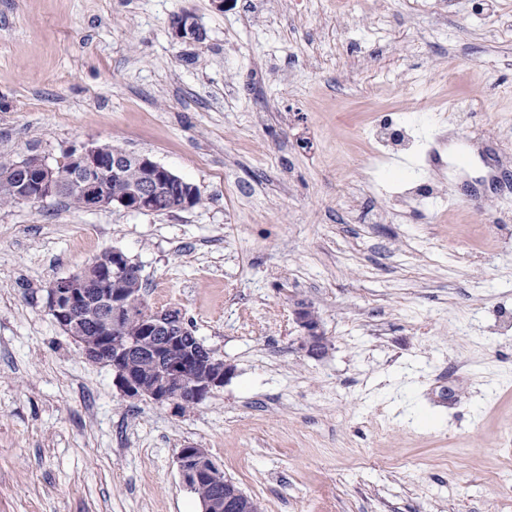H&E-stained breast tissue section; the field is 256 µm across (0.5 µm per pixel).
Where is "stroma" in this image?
I'll use <instances>...</instances> for the list:
<instances>
[{
	"mask_svg": "<svg viewBox=\"0 0 512 512\" xmlns=\"http://www.w3.org/2000/svg\"><path fill=\"white\" fill-rule=\"evenodd\" d=\"M88 143L202 201L0 208V512H202L187 445L261 512H512V0H0V160ZM112 249L234 367L194 409L48 312ZM172 34L176 39H200L203 31L196 22L194 16L184 12L173 17L170 22ZM294 319L304 336H300V348L310 356L320 357L326 352L327 339L323 336L317 317L304 303H297Z\"/></svg>",
	"mask_w": 512,
	"mask_h": 512,
	"instance_id": "stroma-1",
	"label": "stroma"
}]
</instances>
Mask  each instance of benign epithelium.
<instances>
[{
	"label": "benign epithelium",
	"instance_id": "1",
	"mask_svg": "<svg viewBox=\"0 0 512 512\" xmlns=\"http://www.w3.org/2000/svg\"><path fill=\"white\" fill-rule=\"evenodd\" d=\"M170 26L177 39L197 40L203 36L194 16L187 12L173 17ZM131 165L138 170L139 178L128 188L114 193L112 188L101 184V179L109 175L122 179ZM174 185L180 192L170 203V209L193 206L198 188L153 158L119 148L108 154L95 144L71 149L67 166L61 169L45 162L34 174L21 162L0 171V186L18 201L42 203L75 187L91 210L112 207L154 213L156 200ZM118 275L139 277L141 268L123 251L114 249L111 266L87 264L72 275L56 279L46 289L48 312L65 332L81 343L85 358L112 367L116 389L129 399L149 398L157 404H171L180 409L198 405L214 390L224 387L233 374L232 366L215 357L200 339L186 335L182 312L175 307L142 311L141 297L104 287V283ZM133 318L140 321L139 334L109 335L110 329ZM294 319L303 332L300 348L314 357L325 354L327 339L310 308L297 304ZM139 362L156 365L159 369L156 379L145 380L136 371ZM178 465L188 487L202 480L210 482L213 494L202 502V512H251L248 496L224 477L205 449L194 446L181 449Z\"/></svg>",
	"mask_w": 512,
	"mask_h": 512
}]
</instances>
